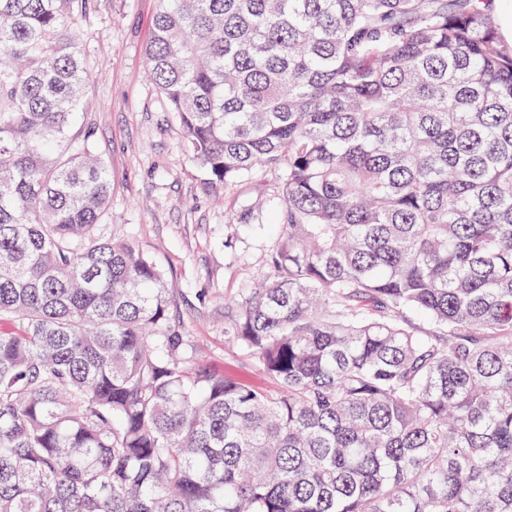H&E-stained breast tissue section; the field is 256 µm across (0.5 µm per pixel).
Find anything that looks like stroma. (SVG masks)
I'll return each mask as SVG.
<instances>
[{"label":"stroma","mask_w":512,"mask_h":512,"mask_svg":"<svg viewBox=\"0 0 512 512\" xmlns=\"http://www.w3.org/2000/svg\"><path fill=\"white\" fill-rule=\"evenodd\" d=\"M158 7V0H94L78 22L88 79L75 131L93 132L112 181L101 233L133 242L165 271L203 364L272 391L275 383L255 362L225 342L224 316L256 284L277 240L278 203L260 207L255 227L228 223L227 216L254 206L257 183L273 184L275 176L259 173L218 197L204 190L178 120L146 77Z\"/></svg>","instance_id":"obj_1"}]
</instances>
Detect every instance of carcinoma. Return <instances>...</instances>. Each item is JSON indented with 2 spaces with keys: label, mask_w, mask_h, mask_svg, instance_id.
I'll return each instance as SVG.
<instances>
[{
  "label": "carcinoma",
  "mask_w": 512,
  "mask_h": 512,
  "mask_svg": "<svg viewBox=\"0 0 512 512\" xmlns=\"http://www.w3.org/2000/svg\"><path fill=\"white\" fill-rule=\"evenodd\" d=\"M495 2L159 0L149 74L205 188L276 176L224 316L271 393L200 367L164 273L100 235L90 0H0V512H512Z\"/></svg>",
  "instance_id": "cac0c4a2"
}]
</instances>
